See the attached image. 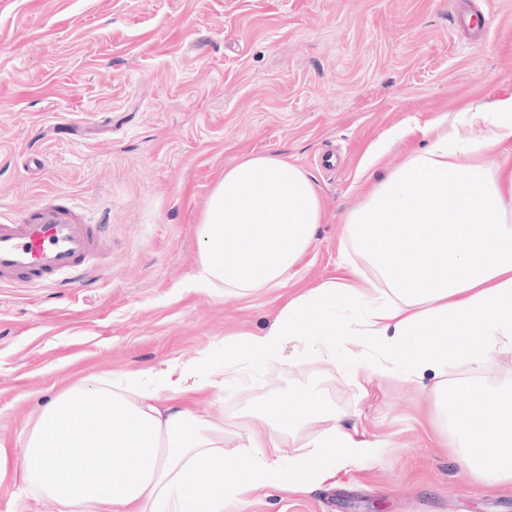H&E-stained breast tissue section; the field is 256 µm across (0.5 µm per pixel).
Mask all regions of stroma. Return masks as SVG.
Returning <instances> with one entry per match:
<instances>
[{
  "instance_id": "stroma-1",
  "label": "stroma",
  "mask_w": 512,
  "mask_h": 512,
  "mask_svg": "<svg viewBox=\"0 0 512 512\" xmlns=\"http://www.w3.org/2000/svg\"><path fill=\"white\" fill-rule=\"evenodd\" d=\"M474 42L455 0H0V216L77 201L104 223L96 274L71 287L0 288V444L92 375L220 357L266 329L293 296L338 273L343 230L374 186L427 149L423 128L512 93V0H474ZM407 137L364 169L393 129ZM277 153L316 183L325 215L278 288L198 290V227L226 167ZM314 390L378 455L305 493L258 489L226 512H512V492L464 478L428 417V389L364 384L318 356L271 365L196 399L224 419ZM0 512H56L19 477Z\"/></svg>"
}]
</instances>
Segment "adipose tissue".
I'll list each match as a JSON object with an SVG mask.
<instances>
[{"label":"adipose tissue","instance_id":"adipose-tissue-1","mask_svg":"<svg viewBox=\"0 0 512 512\" xmlns=\"http://www.w3.org/2000/svg\"><path fill=\"white\" fill-rule=\"evenodd\" d=\"M512 159V94L468 108L449 133L380 183L345 228L342 262L366 256L372 277H330L294 297L261 333L226 344L221 361L176 359L162 369L91 376L47 404L20 435L15 471L57 512H224L252 490L305 492L374 457L317 395H273L250 415L248 451L224 452V423L198 415L192 396L223 403L244 376L316 351L368 382L423 384L449 366L482 368L512 348V168L488 178L468 131ZM323 217L309 175L275 153L224 170L200 219L194 283L242 295L285 285ZM451 411L432 425L472 482L512 487V389L455 382ZM310 433L282 460L284 435Z\"/></svg>","mask_w":512,"mask_h":512}]
</instances>
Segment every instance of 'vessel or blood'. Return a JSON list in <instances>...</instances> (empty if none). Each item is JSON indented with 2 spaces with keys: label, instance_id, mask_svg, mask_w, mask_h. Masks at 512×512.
<instances>
[{
  "label": "vessel or blood",
  "instance_id": "b4317fda",
  "mask_svg": "<svg viewBox=\"0 0 512 512\" xmlns=\"http://www.w3.org/2000/svg\"><path fill=\"white\" fill-rule=\"evenodd\" d=\"M100 225L76 204H44L20 223L0 222V285L46 287L83 279L98 250Z\"/></svg>",
  "mask_w": 512,
  "mask_h": 512
}]
</instances>
